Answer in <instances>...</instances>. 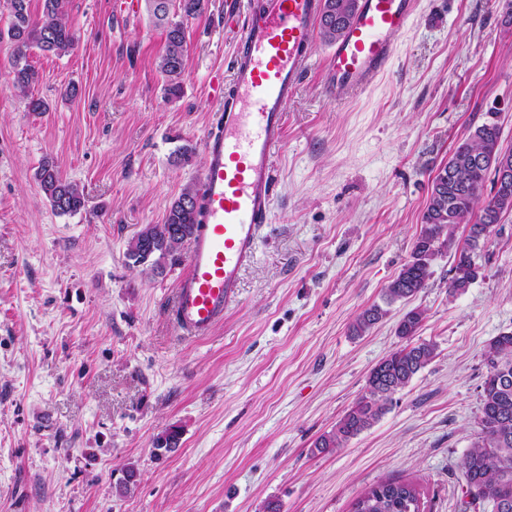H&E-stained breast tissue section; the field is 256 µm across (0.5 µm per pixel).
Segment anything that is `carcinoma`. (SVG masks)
I'll return each mask as SVG.
<instances>
[{
	"mask_svg": "<svg viewBox=\"0 0 512 512\" xmlns=\"http://www.w3.org/2000/svg\"><path fill=\"white\" fill-rule=\"evenodd\" d=\"M11 24L8 38L14 44L13 83L25 89L36 83L38 72L27 60L33 45L44 52H66L75 45V34L65 17L63 0H42L39 18L30 12V0H7ZM151 22L166 31V50L159 62L167 80L166 91L176 96L185 72L183 19L204 12L205 0H178L174 13L158 10L155 0H144ZM357 7V0H324L320 19L322 35L336 40L344 31ZM500 131L494 124L474 128L449 156L432 180L430 194L422 213V230L411 259L385 289L387 303L406 300L424 288L431 278L438 255L454 251L455 274L448 284L454 293L464 292L478 279L480 267L474 261L481 241L500 223L503 214L512 211V176L499 177L490 156H499ZM37 179L51 206L60 214L79 211L83 197L76 185L64 180L55 164L45 160ZM491 182L490 198H484L486 182ZM199 192L185 187L171 203L164 222L148 224L141 231L144 246L138 255L127 254L133 265L150 264L159 269L158 260L176 252L192 238L197 226L195 210ZM465 225L466 235L459 242L456 229ZM181 228L179 236L169 229ZM388 310L373 304L357 315L350 326L361 336L382 321ZM423 320L419 310L408 311L400 320L397 335L406 345L391 352L369 374L366 390L337 421L320 435L314 448L324 452L341 448L352 437L370 428L388 409L392 395L406 387L433 359L435 345L413 342ZM488 374L482 385L479 437L461 462V468L473 500L492 505L493 512H512V332L489 340L485 351ZM509 509H501L502 504ZM353 512H420V497L415 487L399 480L382 482L362 493L353 504Z\"/></svg>",
	"mask_w": 512,
	"mask_h": 512,
	"instance_id": "1",
	"label": "carcinoma"
}]
</instances>
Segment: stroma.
Instances as JSON below:
<instances>
[{
	"mask_svg": "<svg viewBox=\"0 0 512 512\" xmlns=\"http://www.w3.org/2000/svg\"><path fill=\"white\" fill-rule=\"evenodd\" d=\"M124 2L65 0L75 47L29 49L40 79L23 91L0 0V512H265L271 501L352 512L390 479L412 484L423 512H491L460 463L478 439L485 346L512 332V212L478 250L466 291L449 292L446 252L365 335L349 327L384 303L429 185L470 128L497 125L512 149V0H420L386 74L356 99L328 95L330 44L316 38L256 257L236 306L197 339L179 336L169 311L187 247L155 272L126 250L198 185L234 34L225 0L185 20L171 97L165 33ZM32 98L47 111H28ZM46 159L77 185V213L52 209L36 178ZM413 308L415 340L435 344L434 358L371 428L317 452L402 346L396 327ZM173 429L176 449L156 455ZM130 467L137 485L124 493Z\"/></svg>",
	"mask_w": 512,
	"mask_h": 512,
	"instance_id": "1",
	"label": "stroma"
}]
</instances>
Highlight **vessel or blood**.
Segmentation results:
<instances>
[{
    "instance_id": "obj_1",
    "label": "vessel or blood",
    "mask_w": 512,
    "mask_h": 512,
    "mask_svg": "<svg viewBox=\"0 0 512 512\" xmlns=\"http://www.w3.org/2000/svg\"><path fill=\"white\" fill-rule=\"evenodd\" d=\"M417 0H358L328 53V91L361 94L385 73L394 38ZM321 0H226L224 22L236 27L229 82L220 91L217 129L207 135L200 175V226L171 312L181 335L200 337L236 303L243 270L256 254L274 187L273 159L285 135V112L309 66Z\"/></svg>"
}]
</instances>
